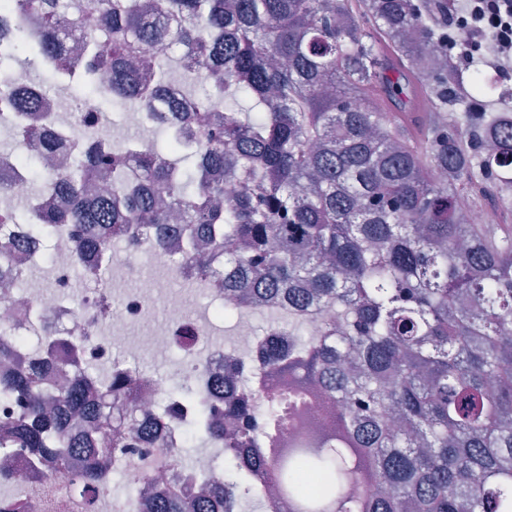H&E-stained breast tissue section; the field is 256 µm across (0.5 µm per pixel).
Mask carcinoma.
<instances>
[{
  "instance_id": "obj_1",
  "label": "carcinoma",
  "mask_w": 512,
  "mask_h": 512,
  "mask_svg": "<svg viewBox=\"0 0 512 512\" xmlns=\"http://www.w3.org/2000/svg\"><path fill=\"white\" fill-rule=\"evenodd\" d=\"M74 4L13 0L41 31L16 34L0 63L49 59L59 90L149 112L169 149L97 130L55 183L73 207L29 208L24 223L43 239L79 227L74 259L99 283L115 244L152 236L222 287L224 309L288 304V336L224 358V413L186 395L206 426L185 443L222 449L227 478L190 505L141 468L131 494L153 512H238L264 502L261 473L291 512H512V225L468 223L465 198L485 183L512 192V111L448 113L463 77L441 0H87L75 16ZM182 80L203 88L181 90L200 110L167 100ZM63 123L75 114L27 129L35 154L19 164L54 155ZM228 179L244 191L224 195ZM12 202L0 179V222L18 223ZM212 242L221 264L198 258ZM75 343L48 336L0 373L16 407L0 474L20 450L78 455L71 482L108 493L109 463L150 426L120 372L96 370L93 402L59 384L56 350Z\"/></svg>"
}]
</instances>
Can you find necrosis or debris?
Segmentation results:
<instances>
[{"label": "necrosis or debris", "mask_w": 512, "mask_h": 512, "mask_svg": "<svg viewBox=\"0 0 512 512\" xmlns=\"http://www.w3.org/2000/svg\"><path fill=\"white\" fill-rule=\"evenodd\" d=\"M36 122L35 116L11 111L0 97V126H8L17 134L14 149L0 151V173H8L11 195L28 206L47 204L68 208L65 197L46 190L34 192L27 171L17 162L18 155L25 151L19 133ZM21 231L29 235V246L0 254V267L14 269L25 281L22 298H15L12 291L0 290V334L26 336L45 326H54L58 336L75 335L82 344L81 351L74 356L75 368L70 371V378L89 381L90 371L101 366L124 370L134 379L144 410L155 413L160 407L178 405V416L162 424V447L146 445L133 449L130 454L133 460H145L157 466L159 473H172V457L182 447L186 432L182 422L191 416L187 402L174 400L170 395L172 375L182 376L196 391L213 392L214 405L219 408L224 405V394L216 389L224 379V346L216 341L211 321L193 316L180 291L158 296L157 280L139 276L138 254L147 251L158 260L166 258L165 251L155 248L150 241H142L126 251L127 262L121 275L134 278L135 286L123 294L121 308L116 311L106 290H75L71 237L62 236L56 243L52 256L53 281L48 284L33 273L41 257L40 236L27 224L22 225ZM149 321L157 325L150 340L151 351H178L182 359L177 367L168 369L142 361V348L134 330Z\"/></svg>", "instance_id": "4bbe7bcc"}]
</instances>
